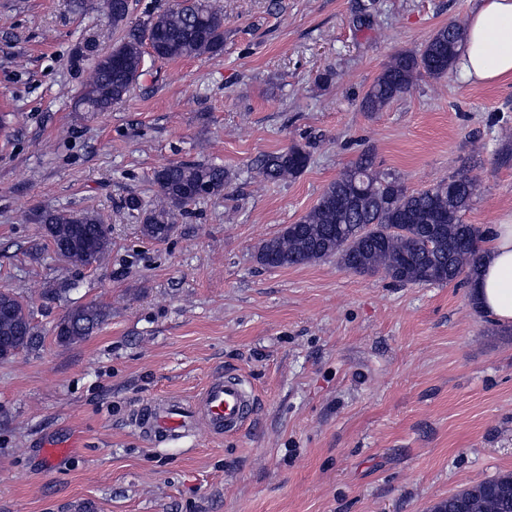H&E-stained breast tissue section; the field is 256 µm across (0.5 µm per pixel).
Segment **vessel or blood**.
Masks as SVG:
<instances>
[{
  "mask_svg": "<svg viewBox=\"0 0 512 512\" xmlns=\"http://www.w3.org/2000/svg\"><path fill=\"white\" fill-rule=\"evenodd\" d=\"M256 396L241 377L214 373L197 402L184 404L157 398L136 407L130 425L152 444L178 441L203 427L216 437L240 433L255 412Z\"/></svg>",
  "mask_w": 512,
  "mask_h": 512,
  "instance_id": "1",
  "label": "vessel or blood"
}]
</instances>
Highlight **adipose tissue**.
Here are the masks:
<instances>
[{"label":"adipose tissue","mask_w":512,"mask_h":512,"mask_svg":"<svg viewBox=\"0 0 512 512\" xmlns=\"http://www.w3.org/2000/svg\"><path fill=\"white\" fill-rule=\"evenodd\" d=\"M457 66L469 82L512 80V0H475ZM470 289L482 312L512 323V214L495 224Z\"/></svg>","instance_id":"ef3b65f1"}]
</instances>
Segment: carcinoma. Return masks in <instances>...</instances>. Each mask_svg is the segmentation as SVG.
<instances>
[{
	"label": "carcinoma",
	"instance_id": "carcinoma-1",
	"mask_svg": "<svg viewBox=\"0 0 512 512\" xmlns=\"http://www.w3.org/2000/svg\"><path fill=\"white\" fill-rule=\"evenodd\" d=\"M99 9L124 30L104 54L88 43L92 57L81 85L79 105L87 112H109L123 103L144 74L145 56L154 60L198 58L224 46V14L215 0H179L158 11L146 7L145 19L129 21L130 0H101ZM463 29L450 23L438 29L418 52L394 53L363 96L365 112H380L410 91L422 74L440 78L452 69ZM300 145L267 154L258 161L269 182L296 179L308 166ZM160 202L145 212L140 231L153 241L166 240L178 217L201 198L226 190L224 166L208 162H171L155 172ZM479 194V184L462 169L418 191H410L391 172L376 169L363 152L322 192L316 204L295 224L284 225L264 240L257 261L269 268L304 266L328 258L355 274L384 273L402 285L468 283L476 275L487 233L463 216ZM31 220L54 251L76 268L101 265L109 257L111 225L94 210L80 212L34 209ZM108 312L95 302L72 307L55 325L56 340L71 344L92 335ZM13 353L35 350L44 340L21 297L0 289V340ZM512 473L485 480L448 496L438 512H512Z\"/></svg>",
	"mask_w": 512,
	"mask_h": 512
}]
</instances>
